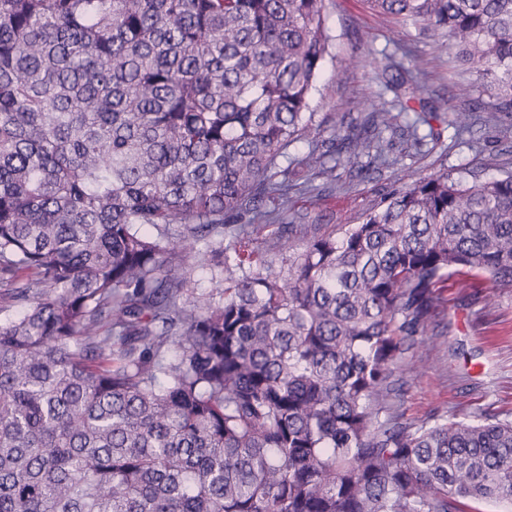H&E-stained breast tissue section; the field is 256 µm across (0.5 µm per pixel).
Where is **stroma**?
<instances>
[{"mask_svg": "<svg viewBox=\"0 0 512 512\" xmlns=\"http://www.w3.org/2000/svg\"><path fill=\"white\" fill-rule=\"evenodd\" d=\"M329 54L317 81L310 110L322 138L332 135L325 118L335 112L358 118L370 104L390 103L382 72L396 44L405 45V64L421 78L409 105L419 110L436 100L463 110L492 111L495 99L474 73L456 58L447 35L397 23L371 10L366 0H326ZM352 57L364 66L344 69ZM418 144L395 145L398 168L419 176L445 173L465 181L497 178L512 170V137L491 127L454 138L445 119L418 128ZM336 190L294 194L285 221L317 224L329 231L359 223L362 214L394 186L393 171L351 178L347 166L336 169ZM434 333L406 353L395 372L394 408L404 421L480 414L512 419V288L464 274L452 275L439 290L432 314Z\"/></svg>", "mask_w": 512, "mask_h": 512, "instance_id": "obj_1", "label": "stroma"}]
</instances>
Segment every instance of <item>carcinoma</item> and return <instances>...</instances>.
<instances>
[{
    "instance_id": "cac0c4a2",
    "label": "carcinoma",
    "mask_w": 512,
    "mask_h": 512,
    "mask_svg": "<svg viewBox=\"0 0 512 512\" xmlns=\"http://www.w3.org/2000/svg\"><path fill=\"white\" fill-rule=\"evenodd\" d=\"M448 34L493 112L313 125L324 0H0V512H473L512 419L403 421L395 370L453 272L512 288V172L400 187L336 233L305 189L449 111L512 134V0H367ZM401 108L418 76L390 57ZM321 183H315V180ZM285 266L273 267L270 252ZM213 264L219 297L186 298ZM177 354L170 358V346Z\"/></svg>"
}]
</instances>
